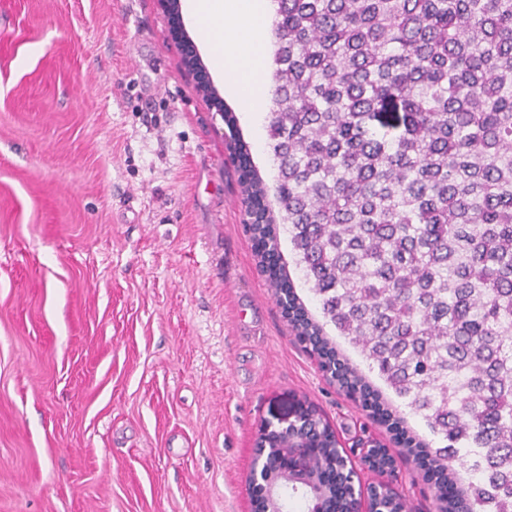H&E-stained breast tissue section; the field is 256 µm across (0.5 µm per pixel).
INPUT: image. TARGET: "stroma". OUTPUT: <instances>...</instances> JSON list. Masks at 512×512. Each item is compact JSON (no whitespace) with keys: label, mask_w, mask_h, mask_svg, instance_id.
Listing matches in <instances>:
<instances>
[{"label":"stroma","mask_w":512,"mask_h":512,"mask_svg":"<svg viewBox=\"0 0 512 512\" xmlns=\"http://www.w3.org/2000/svg\"><path fill=\"white\" fill-rule=\"evenodd\" d=\"M209 76L274 188L267 113ZM226 132L160 0H0V512H253L254 443L299 401L362 485L437 512L424 470L278 304ZM375 446L393 469L365 465Z\"/></svg>","instance_id":"35a3bbf8"}]
</instances>
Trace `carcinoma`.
Masks as SVG:
<instances>
[{"label":"carcinoma","instance_id":"carcinoma-1","mask_svg":"<svg viewBox=\"0 0 512 512\" xmlns=\"http://www.w3.org/2000/svg\"><path fill=\"white\" fill-rule=\"evenodd\" d=\"M268 106L278 212L237 118L247 224L278 252L288 233L325 324L444 446L440 512H512V0H272ZM288 318L332 377L320 324L287 286ZM315 468L348 512L328 422L301 407Z\"/></svg>","mask_w":512,"mask_h":512}]
</instances>
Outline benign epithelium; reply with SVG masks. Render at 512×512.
<instances>
[{
  "mask_svg": "<svg viewBox=\"0 0 512 512\" xmlns=\"http://www.w3.org/2000/svg\"><path fill=\"white\" fill-rule=\"evenodd\" d=\"M171 17L173 32L181 45L185 66L195 76L200 93L209 101L218 99L209 76L203 67L194 42L183 32L178 0H163ZM291 417L267 423L254 449L249 481L255 494L256 512H283L277 507L279 481L294 479L307 481L315 473L305 439L288 440ZM355 512H375L371 488L362 486L352 491Z\"/></svg>",
  "mask_w": 512,
  "mask_h": 512,
  "instance_id": "1",
  "label": "benign epithelium"
}]
</instances>
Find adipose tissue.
<instances>
[{
  "mask_svg": "<svg viewBox=\"0 0 512 512\" xmlns=\"http://www.w3.org/2000/svg\"><path fill=\"white\" fill-rule=\"evenodd\" d=\"M267 0H185V9L204 33L214 67L231 74L245 101L268 98L265 37Z\"/></svg>",
  "mask_w": 512,
  "mask_h": 512,
  "instance_id": "adipose-tissue-1",
  "label": "adipose tissue"
}]
</instances>
